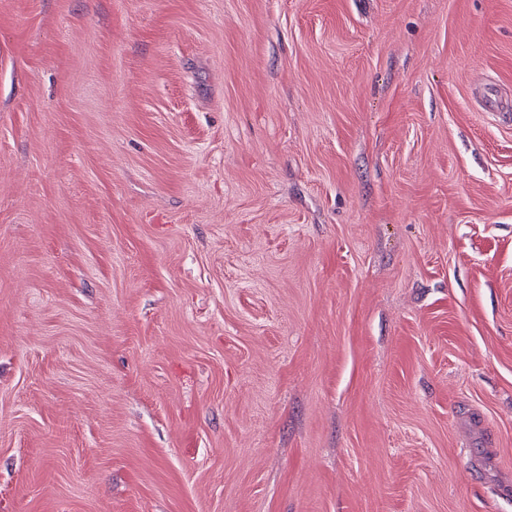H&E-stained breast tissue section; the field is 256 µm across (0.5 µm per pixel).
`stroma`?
<instances>
[{"label":"stroma","mask_w":512,"mask_h":512,"mask_svg":"<svg viewBox=\"0 0 512 512\" xmlns=\"http://www.w3.org/2000/svg\"><path fill=\"white\" fill-rule=\"evenodd\" d=\"M512 0H0V512H512Z\"/></svg>","instance_id":"stroma-1"}]
</instances>
